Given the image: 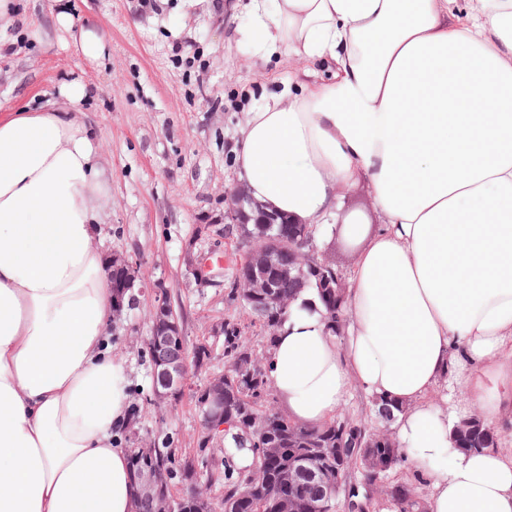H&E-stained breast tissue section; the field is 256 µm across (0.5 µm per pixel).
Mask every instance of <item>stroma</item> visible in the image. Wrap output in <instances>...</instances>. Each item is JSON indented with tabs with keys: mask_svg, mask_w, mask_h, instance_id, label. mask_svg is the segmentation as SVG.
<instances>
[{
	"mask_svg": "<svg viewBox=\"0 0 512 512\" xmlns=\"http://www.w3.org/2000/svg\"><path fill=\"white\" fill-rule=\"evenodd\" d=\"M76 26L97 25L108 57L91 64L57 30V0H19L20 19L0 28V113L54 100L59 87L85 83L86 112L112 172L101 227L104 253L141 259L148 286L138 304L112 326L114 352L129 370V401L141 405L140 431L170 440L177 453L206 456L223 468V438L200 448L202 428L191 397L173 406L148 404L152 375L143 339L149 334V290L171 295L184 318L189 346L209 358L190 375L199 388L227 370L223 337L228 317L246 321L228 300V281L240 263L235 225L224 221V193L238 183L232 148L246 112L279 95L302 68L265 61L240 28L249 0H69ZM219 268L198 287L188 254Z\"/></svg>",
	"mask_w": 512,
	"mask_h": 512,
	"instance_id": "obj_1",
	"label": "stroma"
}]
</instances>
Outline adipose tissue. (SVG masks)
<instances>
[{
    "mask_svg": "<svg viewBox=\"0 0 512 512\" xmlns=\"http://www.w3.org/2000/svg\"><path fill=\"white\" fill-rule=\"evenodd\" d=\"M249 15L257 52L310 80L246 113L238 176L357 245L339 333L307 288L273 339L286 416L322 424L355 387L391 401L429 512H512V455L453 440L476 414L512 423V0H251ZM86 95L74 82L0 114V512L135 510ZM362 180L374 229L343 208ZM442 385L463 391L452 410L427 400Z\"/></svg>",
    "mask_w": 512,
    "mask_h": 512,
    "instance_id": "ef3b65f1",
    "label": "adipose tissue"
}]
</instances>
